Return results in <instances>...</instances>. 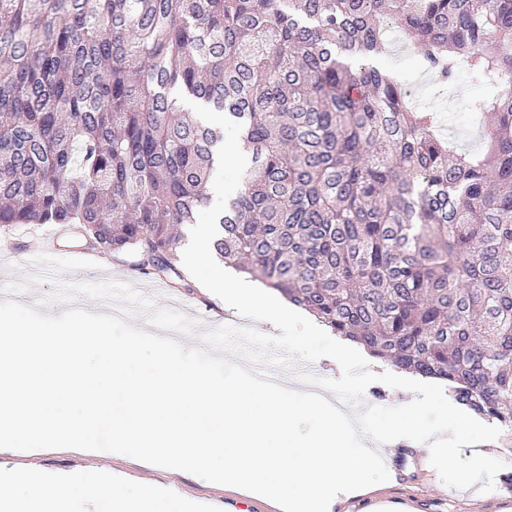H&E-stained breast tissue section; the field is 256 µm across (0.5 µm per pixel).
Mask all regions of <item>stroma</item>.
<instances>
[{
	"label": "stroma",
	"mask_w": 512,
	"mask_h": 512,
	"mask_svg": "<svg viewBox=\"0 0 512 512\" xmlns=\"http://www.w3.org/2000/svg\"><path fill=\"white\" fill-rule=\"evenodd\" d=\"M395 36L404 52L390 55L383 62L384 68L406 86L415 87L412 101L419 108L443 116V134L452 145L472 151L479 149L481 123L476 119L475 104L488 95V87L464 77L459 79L454 93L435 96L433 77L417 66L414 39L400 30ZM135 262V256L128 252L115 258L94 256L69 228L63 230L56 224H19L10 235L0 237V300L33 305L45 298L49 301L47 313L57 315L65 309L64 304L54 299L58 288L114 281L129 286L158 308H170L175 300L185 301L183 314L195 323L207 318L226 326L233 327L241 321L246 327H253V320H241L239 313L215 295L198 289L173 291L167 281L135 270ZM477 450L500 457L505 463L492 492L482 493L474 487L453 488L429 467L410 482L390 476L374 490L338 503L333 512H376V505L381 501L398 508L399 512H512V490L505 482L506 477H512V443L496 440L474 448L466 446L461 456L470 458ZM97 463V468L85 475L87 485L126 471L129 481L153 482L155 512H182L180 504L186 498L211 501L210 512H224L227 491L209 487L204 479H188L173 469L158 473L129 471L123 462L105 455Z\"/></svg>",
	"instance_id": "stroma-1"
}]
</instances>
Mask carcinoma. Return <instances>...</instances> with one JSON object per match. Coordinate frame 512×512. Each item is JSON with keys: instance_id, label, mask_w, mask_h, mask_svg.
<instances>
[{"instance_id": "obj_1", "label": "carcinoma", "mask_w": 512, "mask_h": 512, "mask_svg": "<svg viewBox=\"0 0 512 512\" xmlns=\"http://www.w3.org/2000/svg\"><path fill=\"white\" fill-rule=\"evenodd\" d=\"M383 18L440 89L492 87L487 152L379 65ZM179 91L242 125L224 263L512 431V0H0V234L68 224L191 290L224 130Z\"/></svg>"}]
</instances>
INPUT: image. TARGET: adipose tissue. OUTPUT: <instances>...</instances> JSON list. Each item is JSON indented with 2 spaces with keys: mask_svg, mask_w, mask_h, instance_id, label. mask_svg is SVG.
<instances>
[{
  "mask_svg": "<svg viewBox=\"0 0 512 512\" xmlns=\"http://www.w3.org/2000/svg\"><path fill=\"white\" fill-rule=\"evenodd\" d=\"M83 481L77 470L46 477L35 468L0 479V512H98L99 496L93 491L85 494L81 506L73 504L69 491Z\"/></svg>",
  "mask_w": 512,
  "mask_h": 512,
  "instance_id": "adipose-tissue-1",
  "label": "adipose tissue"
}]
</instances>
